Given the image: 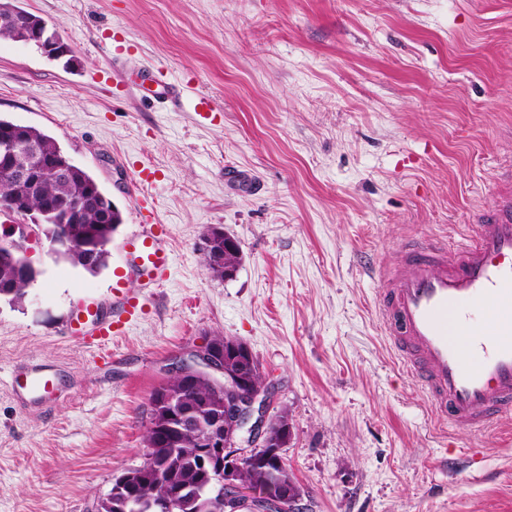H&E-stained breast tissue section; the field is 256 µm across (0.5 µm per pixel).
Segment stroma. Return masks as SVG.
Here are the masks:
<instances>
[{
	"instance_id": "1",
	"label": "stroma",
	"mask_w": 512,
	"mask_h": 512,
	"mask_svg": "<svg viewBox=\"0 0 512 512\" xmlns=\"http://www.w3.org/2000/svg\"><path fill=\"white\" fill-rule=\"evenodd\" d=\"M20 4L74 60L0 38V118L52 137L124 222L99 273L36 244L24 303L0 301V512H95L141 464L170 363L214 334L247 344L269 415L287 412L307 512H512V417L445 424L376 314L385 269L415 242L455 247L512 164V0ZM147 64L181 84L179 109ZM145 199L172 256L153 289L123 247ZM207 227L238 241L234 277L206 275ZM123 297L138 310L120 334L71 337L78 309ZM32 364L52 401L11 390Z\"/></svg>"
}]
</instances>
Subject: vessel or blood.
Listing matches in <instances>:
<instances>
[{
    "label": "vessel or blood",
    "instance_id": "1",
    "mask_svg": "<svg viewBox=\"0 0 512 512\" xmlns=\"http://www.w3.org/2000/svg\"><path fill=\"white\" fill-rule=\"evenodd\" d=\"M149 81L162 104L181 96L166 72ZM497 205L476 215L472 240L455 248L411 245L387 275L379 302L384 333L436 414L458 427L485 429L512 413V171L496 182ZM132 243L149 284L164 281L171 256L157 242L153 215H144ZM16 395L50 393L42 366L13 370Z\"/></svg>",
    "mask_w": 512,
    "mask_h": 512
}]
</instances>
